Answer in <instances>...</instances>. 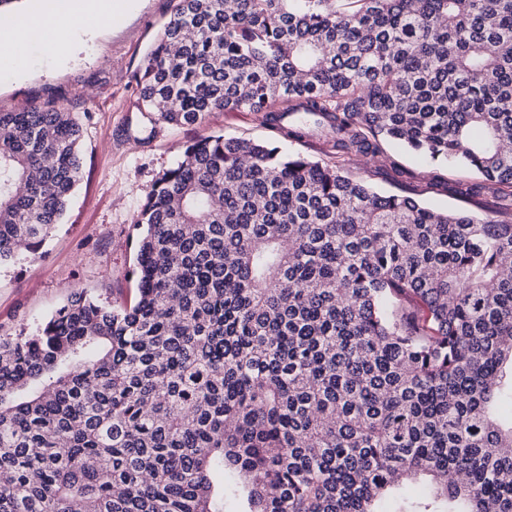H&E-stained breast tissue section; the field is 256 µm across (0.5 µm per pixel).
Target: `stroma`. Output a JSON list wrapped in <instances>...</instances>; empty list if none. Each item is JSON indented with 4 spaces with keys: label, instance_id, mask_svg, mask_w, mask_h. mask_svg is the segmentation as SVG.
Returning a JSON list of instances; mask_svg holds the SVG:
<instances>
[{
    "label": "stroma",
    "instance_id": "1",
    "mask_svg": "<svg viewBox=\"0 0 512 512\" xmlns=\"http://www.w3.org/2000/svg\"><path fill=\"white\" fill-rule=\"evenodd\" d=\"M174 5L131 0L122 13L71 33L68 57L33 48L19 73L0 77V112L53 99L71 108L83 130L82 174L56 230L36 257L22 254L0 267V335L33 331L75 289L104 303L132 297L137 214L147 190L175 164L184 145L216 133L272 139L260 117L245 110L215 111L192 126L140 112L141 64ZM386 151L407 176L370 158L351 161L352 176L444 211L460 205L452 192L456 182L478 178L472 170L431 162L396 144Z\"/></svg>",
    "mask_w": 512,
    "mask_h": 512
}]
</instances>
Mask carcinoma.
<instances>
[{
  "label": "carcinoma",
  "mask_w": 512,
  "mask_h": 512,
  "mask_svg": "<svg viewBox=\"0 0 512 512\" xmlns=\"http://www.w3.org/2000/svg\"><path fill=\"white\" fill-rule=\"evenodd\" d=\"M233 3L176 0L141 111L321 129L330 161L185 145L133 299L0 336V512H512V0ZM383 141L500 218L354 180ZM80 143L61 104L0 112V266L59 224Z\"/></svg>",
  "instance_id": "carcinoma-1"
}]
</instances>
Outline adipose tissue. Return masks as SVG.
I'll return each mask as SVG.
<instances>
[{
    "mask_svg": "<svg viewBox=\"0 0 512 512\" xmlns=\"http://www.w3.org/2000/svg\"><path fill=\"white\" fill-rule=\"evenodd\" d=\"M112 10V0H76L63 14L50 13L42 21L22 23L0 31V43L8 44V51L0 53V72L12 69L21 48L45 47L55 52L66 50L60 36L62 28L72 30L86 27L91 20Z\"/></svg>",
    "mask_w": 512,
    "mask_h": 512,
    "instance_id": "1",
    "label": "adipose tissue"
}]
</instances>
